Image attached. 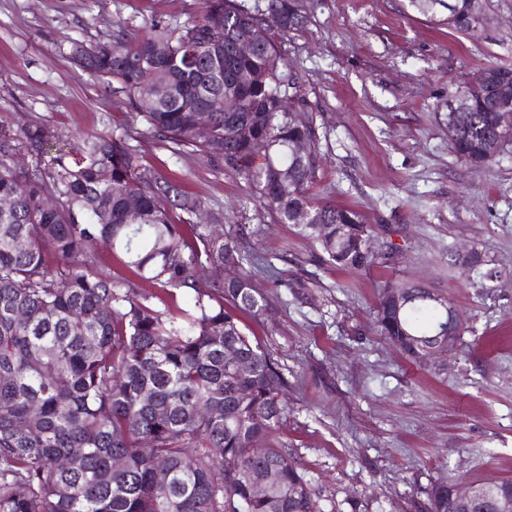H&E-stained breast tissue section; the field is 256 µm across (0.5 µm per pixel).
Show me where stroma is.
<instances>
[{
	"label": "stroma",
	"mask_w": 512,
	"mask_h": 512,
	"mask_svg": "<svg viewBox=\"0 0 512 512\" xmlns=\"http://www.w3.org/2000/svg\"><path fill=\"white\" fill-rule=\"evenodd\" d=\"M460 33L408 0H303L280 44L296 111L316 130L311 192L356 211L388 258L369 269L312 265L310 243L276 223L241 176L199 152L173 153L127 98L77 67L73 41L115 25L183 23L203 0H0V122L38 123L58 143L133 131L139 163L176 178L236 239L261 317L246 333L280 368L288 414L272 438L312 481L323 512H420L439 480L512 479V145L476 167L451 152L448 89L512 62V0H481ZM486 254V285L457 265ZM298 280L295 288L272 276ZM390 282L450 298L463 330L452 356L410 360L378 330Z\"/></svg>",
	"instance_id": "obj_1"
}]
</instances>
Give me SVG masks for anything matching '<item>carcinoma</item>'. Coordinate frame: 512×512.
Listing matches in <instances>:
<instances>
[{
  "instance_id": "cac0c4a2",
  "label": "carcinoma",
  "mask_w": 512,
  "mask_h": 512,
  "mask_svg": "<svg viewBox=\"0 0 512 512\" xmlns=\"http://www.w3.org/2000/svg\"><path fill=\"white\" fill-rule=\"evenodd\" d=\"M409 3L448 12L457 31L475 28L476 0ZM203 4L181 25L76 42L71 59L117 84L173 151L201 152L251 183L277 222L312 243L313 261L373 266L360 217L310 193L315 128L293 111L300 88L278 47L305 23L301 0H265L275 34L258 3ZM242 39L254 44L249 56L235 51ZM142 64L155 72L149 86ZM511 85L510 63L448 88L449 146L473 166L512 142L499 125L512 109L500 89ZM202 106L213 109L206 138L196 129ZM52 138L43 125L0 124V198L12 201L0 212V512H323L288 450L262 445L285 418L284 378L237 319L265 308L237 245L197 223L201 201L142 167L126 136L88 135L43 168L14 163L20 151L43 155ZM300 211L311 221L298 223ZM103 246L131 277L103 274ZM226 263L234 279L209 275ZM426 293L404 283L379 292L380 333L412 359V344L448 328L452 301ZM424 512H460L448 482L431 487Z\"/></svg>"
}]
</instances>
